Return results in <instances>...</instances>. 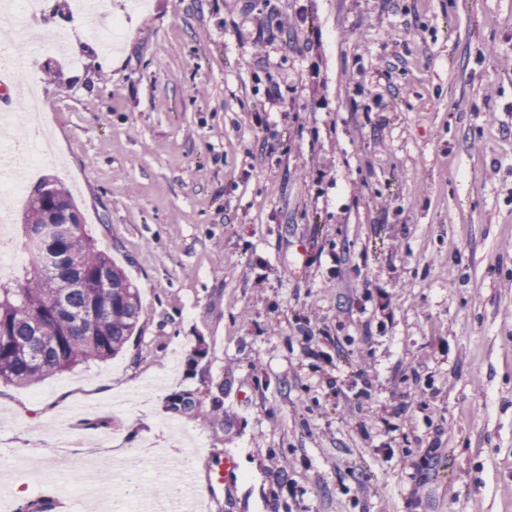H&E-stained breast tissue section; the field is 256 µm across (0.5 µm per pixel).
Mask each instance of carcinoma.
Instances as JSON below:
<instances>
[{
	"instance_id": "carcinoma-1",
	"label": "carcinoma",
	"mask_w": 512,
	"mask_h": 512,
	"mask_svg": "<svg viewBox=\"0 0 512 512\" xmlns=\"http://www.w3.org/2000/svg\"><path fill=\"white\" fill-rule=\"evenodd\" d=\"M46 182L32 188L24 218L33 272L0 282V382L5 384L28 386L80 364L114 358L141 320L139 288L97 247L85 225L58 240V266L43 262L30 227L53 218L36 199ZM103 271L111 287H73L79 276L92 280Z\"/></svg>"
}]
</instances>
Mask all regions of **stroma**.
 <instances>
[{
    "label": "stroma",
    "instance_id": "obj_1",
    "mask_svg": "<svg viewBox=\"0 0 512 512\" xmlns=\"http://www.w3.org/2000/svg\"><path fill=\"white\" fill-rule=\"evenodd\" d=\"M101 2L0 13L65 37L28 52L38 175L143 308L117 357L0 383L15 505L59 496L24 468L56 439L174 422L237 460L207 512H512V0Z\"/></svg>",
    "mask_w": 512,
    "mask_h": 512
}]
</instances>
